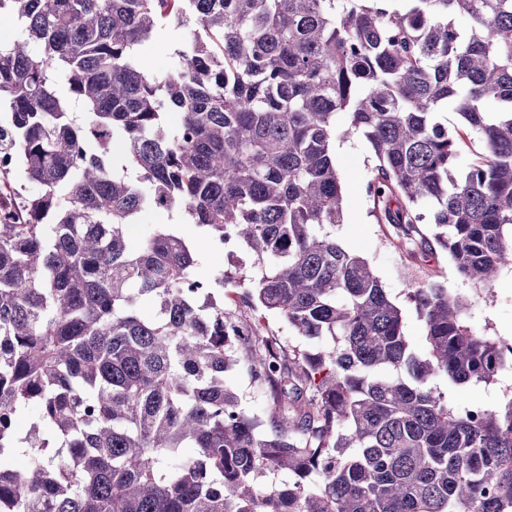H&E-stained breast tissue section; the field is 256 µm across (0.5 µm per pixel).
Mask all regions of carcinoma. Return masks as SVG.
<instances>
[{
  "mask_svg": "<svg viewBox=\"0 0 512 512\" xmlns=\"http://www.w3.org/2000/svg\"><path fill=\"white\" fill-rule=\"evenodd\" d=\"M2 11L20 31L0 43V512H512V398L438 386L496 382L512 344L424 281L408 292L418 355L369 262L327 232L343 223L333 144L360 134L377 223L431 224L473 284L512 267V0ZM166 29L187 46L160 78L138 47ZM472 135L482 152L463 164ZM173 210L252 269L199 276L172 224L129 247L144 214ZM230 290L319 347L235 340ZM241 368L261 416L226 381Z\"/></svg>",
  "mask_w": 512,
  "mask_h": 512,
  "instance_id": "obj_1",
  "label": "carcinoma"
}]
</instances>
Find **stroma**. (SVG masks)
I'll list each match as a JSON object with an SVG mask.
<instances>
[{
    "instance_id": "obj_1",
    "label": "stroma",
    "mask_w": 512,
    "mask_h": 512,
    "mask_svg": "<svg viewBox=\"0 0 512 512\" xmlns=\"http://www.w3.org/2000/svg\"><path fill=\"white\" fill-rule=\"evenodd\" d=\"M333 149L344 177V222L335 229L337 241L362 255L380 277L392 299L406 312L405 332L417 353L426 342L421 321L407 299L414 281L436 280L458 289L469 303V318L477 330L512 341V271H502L489 285L459 282L447 253L440 248L421 250L404 243L395 226L377 223L366 186L374 160L364 141L353 136L336 141Z\"/></svg>"
}]
</instances>
